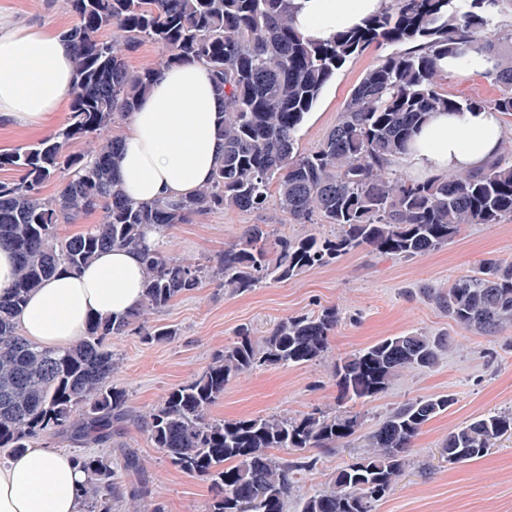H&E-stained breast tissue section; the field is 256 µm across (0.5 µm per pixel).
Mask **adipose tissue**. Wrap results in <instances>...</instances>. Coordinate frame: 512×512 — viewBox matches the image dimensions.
<instances>
[{
	"label": "adipose tissue",
	"mask_w": 512,
	"mask_h": 512,
	"mask_svg": "<svg viewBox=\"0 0 512 512\" xmlns=\"http://www.w3.org/2000/svg\"><path fill=\"white\" fill-rule=\"evenodd\" d=\"M385 0H295V24L314 41L361 25ZM74 86L72 47L54 29L19 20L0 6V119L45 127ZM224 108L200 62L164 71L141 98L119 136L118 171L136 201L191 195L222 158L217 136ZM504 133L500 113L441 112L396 163L424 177L476 171L496 159ZM139 253L109 249L80 272L57 270L34 291L19 323L32 343L58 351L85 336L96 318H122L143 301ZM87 476L68 453L37 441L0 465V512H81Z\"/></svg>",
	"instance_id": "ef3b65f1"
}]
</instances>
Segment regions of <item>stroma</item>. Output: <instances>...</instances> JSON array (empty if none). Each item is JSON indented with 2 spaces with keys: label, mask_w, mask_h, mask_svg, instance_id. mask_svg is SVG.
<instances>
[{
  "label": "stroma",
  "mask_w": 512,
  "mask_h": 512,
  "mask_svg": "<svg viewBox=\"0 0 512 512\" xmlns=\"http://www.w3.org/2000/svg\"><path fill=\"white\" fill-rule=\"evenodd\" d=\"M31 23H48L56 30L74 18L64 0H0ZM379 49L350 58L323 90L297 133V149H316L335 126L338 115L366 71L376 63ZM252 224H268L277 234L303 236L331 233L328 224H298L275 207L239 211L227 209L178 224L163 239L165 254L207 262L236 241ZM512 261V219L499 224H472L447 246L424 256L404 259L359 250L336 263L308 270L285 282H267L251 292L233 295L218 283L181 296L166 309L150 315L149 326H171L177 336L143 344L129 335L113 341L121 361L114 384L128 393L130 419L107 449L113 464L124 453L136 452L143 464L141 478L148 495L140 512L163 504L165 512H206L212 497L206 480L174 466L153 448L140 419L177 385L202 372L233 341L241 325L263 337L284 317L315 315L333 307L341 321L330 346L318 362L296 367H260L233 378L212 408L213 417L240 418L268 414L296 416L335 407L338 388L333 366L340 359L388 336L409 331L447 334L448 344L433 369L406 371L378 399L362 406L364 431L393 408L409 400L451 394L455 404L430 420L414 441L415 466L407 469L392 494L375 512H512V438L502 440L481 459L450 465L438 451L449 431L484 413L512 410V323L494 337L463 329L422 295L430 286L445 289L472 274L483 259ZM354 438L347 447L317 452L313 470L295 474V512L299 499L323 488L350 457L364 451ZM426 463L429 474L418 466Z\"/></svg>",
  "instance_id": "obj_1"
}]
</instances>
